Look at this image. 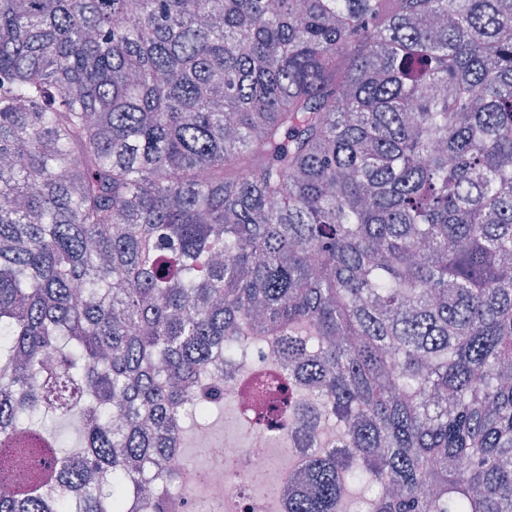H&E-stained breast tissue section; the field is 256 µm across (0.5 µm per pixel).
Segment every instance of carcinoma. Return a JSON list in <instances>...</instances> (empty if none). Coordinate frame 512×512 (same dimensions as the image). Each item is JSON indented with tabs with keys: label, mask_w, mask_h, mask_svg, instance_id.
<instances>
[{
	"label": "carcinoma",
	"mask_w": 512,
	"mask_h": 512,
	"mask_svg": "<svg viewBox=\"0 0 512 512\" xmlns=\"http://www.w3.org/2000/svg\"><path fill=\"white\" fill-rule=\"evenodd\" d=\"M217 351L286 512H512V0H0V512H180ZM211 373L213 375L224 376V389L229 395V399L237 406L240 414H243L240 409V403L249 399L248 387L253 378L256 376V371H250L247 374L241 372L238 375L229 373L221 358H215L211 364Z\"/></svg>",
	"instance_id": "1"
}]
</instances>
